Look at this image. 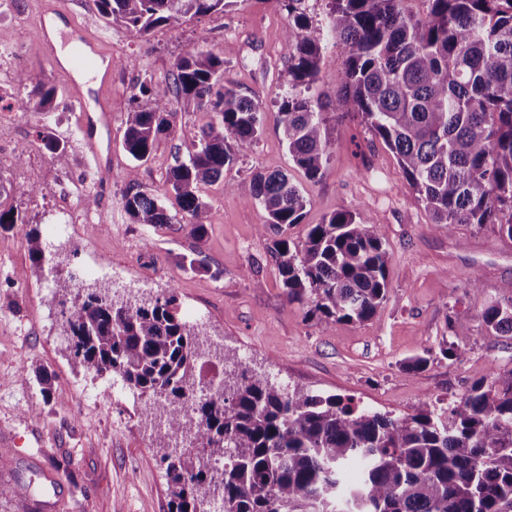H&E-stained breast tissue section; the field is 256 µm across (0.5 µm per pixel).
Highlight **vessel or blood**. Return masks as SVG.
Returning a JSON list of instances; mask_svg holds the SVG:
<instances>
[{
  "label": "vessel or blood",
  "mask_w": 512,
  "mask_h": 512,
  "mask_svg": "<svg viewBox=\"0 0 512 512\" xmlns=\"http://www.w3.org/2000/svg\"><path fill=\"white\" fill-rule=\"evenodd\" d=\"M63 0H41L39 12L38 33L42 47L53 64L54 70L63 75L78 102L95 94L94 88L87 86L82 79V71H90L100 85H108L112 81V59L100 48V41L91 35L87 29L72 23L70 15L62 5ZM66 24L70 42L80 47L77 55L60 58L56 47V27Z\"/></svg>",
  "instance_id": "1"
}]
</instances>
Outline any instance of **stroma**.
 Segmentation results:
<instances>
[{"label": "stroma", "instance_id": "stroma-1", "mask_svg": "<svg viewBox=\"0 0 512 512\" xmlns=\"http://www.w3.org/2000/svg\"><path fill=\"white\" fill-rule=\"evenodd\" d=\"M19 4L0 15V210L18 218L14 227L0 228V483L25 484L31 492L0 499V512H170L158 438L145 424V397H112L118 376L85 373L70 353L58 308L48 301L54 280L85 267L94 269L92 284L99 288L120 279L126 293L143 298L173 289L183 319L280 386L349 397L380 412L406 414L422 399L445 405L475 381L512 369V338L488 331L480 320L488 304L512 298L511 238L490 224H461L446 235L393 154L358 120L337 125L319 182L294 165L275 104L288 82V17L273 0H239L224 13L157 28L138 44L120 25H105L94 0H68L72 21L103 32L115 61L103 92L112 103V124L97 131L112 166L101 174L85 159L83 114L39 42L40 0ZM202 31L207 49L224 59L225 84L262 106L263 133L222 181L199 187L209 220L198 239L186 226L132 222L122 206L132 164L122 138L139 81L171 83L176 59L196 47ZM21 69L52 90L51 111L17 110ZM208 119L179 105L175 134L160 136L139 169L144 188L167 194L169 168L186 156ZM42 128L66 142L65 162L37 138ZM256 169L288 172L309 196L302 224L289 231L294 242H303L306 225L340 209L383 225L389 291L372 320L320 324L289 303L269 252L274 234L258 230L265 213L241 198ZM30 185L36 188L31 196ZM88 196L94 200L89 209ZM61 218L72 226L66 241L52 230ZM32 230L45 246L37 270L26 243ZM197 255L207 269H184L183 257ZM475 276L474 291L468 282ZM445 341L460 348L459 358H443ZM423 355L428 365L410 369ZM44 376L51 382L47 400L39 387ZM91 386L103 393L87 408L81 393Z\"/></svg>", "mask_w": 512, "mask_h": 512}]
</instances>
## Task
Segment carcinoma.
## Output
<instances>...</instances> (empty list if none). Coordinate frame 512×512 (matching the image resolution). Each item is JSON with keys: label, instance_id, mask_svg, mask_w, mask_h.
<instances>
[{"label": "carcinoma", "instance_id": "1", "mask_svg": "<svg viewBox=\"0 0 512 512\" xmlns=\"http://www.w3.org/2000/svg\"><path fill=\"white\" fill-rule=\"evenodd\" d=\"M108 25L142 42L157 27L222 13L237 0H96ZM288 14L283 34L288 86L279 124L295 165L322 179L334 140L331 121L356 117L397 158L409 186L448 235L459 224H495L512 239V0H328V37L346 49L344 80L332 98L317 91L323 49L305 0H274ZM21 111L48 112L52 91L25 71ZM210 114L167 183L180 212L142 188L138 168L161 134L176 131L181 102ZM123 150L135 162L123 194L136 224H181L206 232L202 184L259 143L263 108L224 85V59L196 48L175 62L171 84L139 83ZM260 205L278 239L271 252L288 302L326 325L365 322L386 301L388 256L380 224L337 210L288 238L310 199L283 172L256 170L242 194ZM33 266L42 240L27 233ZM49 302L60 309L76 362L120 376L153 400L165 428L191 435V447L160 449L171 512H201L215 483L224 512H512V370L476 382L447 407L419 401L394 416L350 398L281 388L246 368L203 393L196 367L202 345L169 294L150 304L107 300L66 279ZM486 328L512 336V300L487 305Z\"/></svg>", "mask_w": 512, "mask_h": 512}]
</instances>
